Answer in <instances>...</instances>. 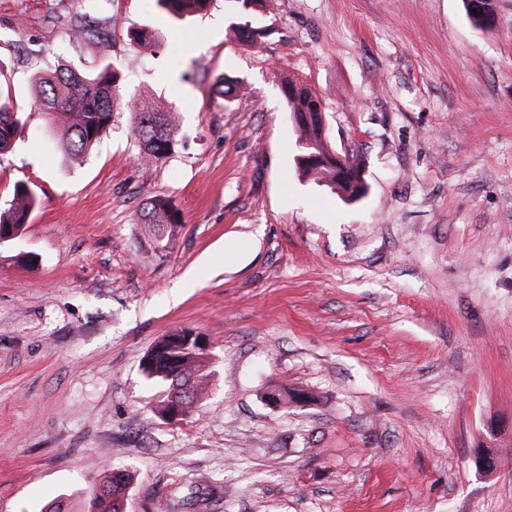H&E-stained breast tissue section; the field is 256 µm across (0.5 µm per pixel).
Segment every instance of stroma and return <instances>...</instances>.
<instances>
[{"label": "stroma", "mask_w": 512, "mask_h": 512, "mask_svg": "<svg viewBox=\"0 0 512 512\" xmlns=\"http://www.w3.org/2000/svg\"><path fill=\"white\" fill-rule=\"evenodd\" d=\"M495 3L482 31L461 0H266L242 42L231 0L183 20L157 0H0L23 114L0 191L39 200L0 245V512H94L112 468L133 475L126 512H512V0ZM84 14L105 41L70 40ZM44 56L116 66L177 112L172 152L141 160L122 109L67 161L30 107ZM288 76L362 157L360 200L300 174ZM153 196L182 219L158 251ZM178 329L212 357L180 427L142 371ZM271 385L311 401L270 408Z\"/></svg>", "instance_id": "1"}]
</instances>
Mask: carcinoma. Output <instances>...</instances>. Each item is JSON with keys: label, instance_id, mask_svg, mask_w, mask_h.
<instances>
[{"label": "carcinoma", "instance_id": "carcinoma-1", "mask_svg": "<svg viewBox=\"0 0 512 512\" xmlns=\"http://www.w3.org/2000/svg\"><path fill=\"white\" fill-rule=\"evenodd\" d=\"M159 6L180 18L205 10L210 0H157ZM473 0H463L471 24L485 28L486 14L494 13V0H482L488 12L472 13ZM101 31L88 22L74 24L69 37L75 41L100 38ZM0 71V154L11 149L21 113L10 105L8 81ZM119 73L111 64L101 65L92 74L48 66L35 70L31 76L34 88L32 106L45 116L56 133L64 155L70 161L86 155L104 137L112 123L113 112L125 105L136 120L140 154L147 161H159L176 144L178 124L172 111H161L147 99L131 96L122 99ZM283 95L291 116L300 131L296 161L306 176L329 187L343 199L355 201L365 190L362 181L363 161L358 154L345 152L343 164L336 163L325 134L326 106L322 97L308 84L290 78L282 81ZM38 199L31 189L16 183L6 196L0 197V232L19 237L37 207ZM141 223L153 228L156 247L166 248V241L181 223L177 211L160 198H149L141 210ZM166 340L156 343L144 360L143 372L155 382L167 385L168 393L177 392L188 409L202 400L209 390V355L188 351L183 362L175 365L164 349ZM131 474L123 470L107 472L92 488L96 512H124L122 487L130 484Z\"/></svg>", "mask_w": 512, "mask_h": 512}]
</instances>
